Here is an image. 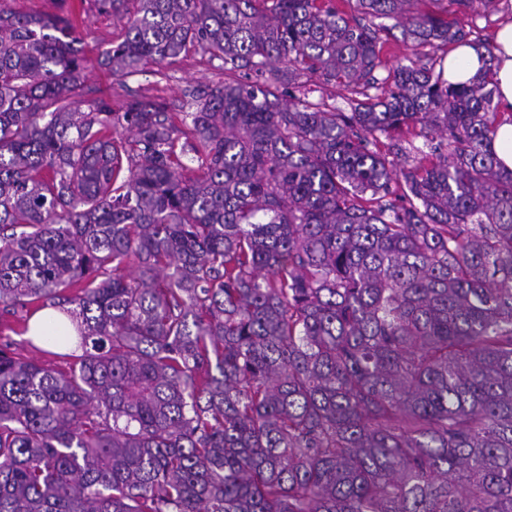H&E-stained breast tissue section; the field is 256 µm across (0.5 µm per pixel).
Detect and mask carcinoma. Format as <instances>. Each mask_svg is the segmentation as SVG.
Returning <instances> with one entry per match:
<instances>
[{"label":"carcinoma","mask_w":512,"mask_h":512,"mask_svg":"<svg viewBox=\"0 0 512 512\" xmlns=\"http://www.w3.org/2000/svg\"><path fill=\"white\" fill-rule=\"evenodd\" d=\"M59 2L0 7V314L53 308L80 354L0 345V512H512V112L434 60L470 31L419 0ZM87 3L134 4L113 74L193 51L224 84L84 96ZM380 18L414 47L381 87ZM5 8L23 13L46 14L58 11L57 0H0ZM493 149L500 161L512 170V124H503L494 139ZM10 328L17 332L11 331ZM29 340L31 339H29L27 333L20 332V328L13 322V318H10V323L5 324L1 322L0 317V344H10L11 350L22 358L34 360L39 364L58 370H68V366L65 362H62V359L32 347L28 342Z\"/></svg>","instance_id":"carcinoma-1"}]
</instances>
